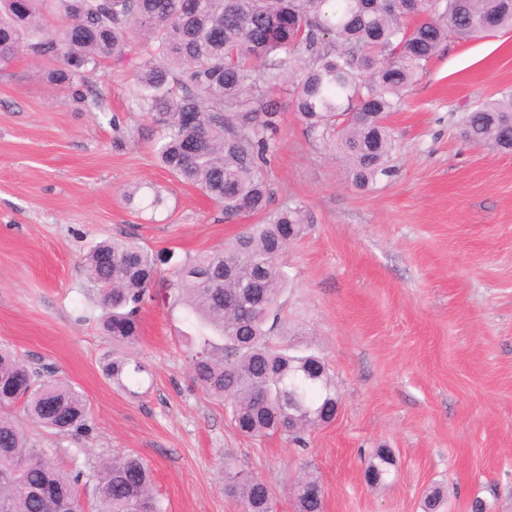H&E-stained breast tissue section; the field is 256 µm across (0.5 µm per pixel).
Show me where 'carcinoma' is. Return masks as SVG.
Instances as JSON below:
<instances>
[{
	"mask_svg": "<svg viewBox=\"0 0 512 512\" xmlns=\"http://www.w3.org/2000/svg\"><path fill=\"white\" fill-rule=\"evenodd\" d=\"M486 23L512 29V0H0V63L38 58L50 82L80 98L88 73L136 55L141 136L159 162L199 188L224 220L263 215L230 245L178 267L166 288L172 306L211 331L188 338L195 385L230 409L239 433H280L303 446L308 432L334 419L337 398L322 356L273 343L288 288L279 257L314 216L300 205L268 210L265 171L283 112L262 87L291 80L298 118L342 154L357 186L368 187L390 174L395 139L386 120L416 76L442 44L482 34ZM462 135L512 151V93L478 105ZM104 251L110 267L98 260ZM83 266L117 348L106 375L133 395L147 367L119 349L137 336L156 262L136 243L103 240ZM19 402L28 420L57 434L92 430L80 392L45 380L1 344L0 512H78L82 485L98 512H164L141 457L127 452L64 470L30 445L10 412ZM48 402L59 414L45 412ZM394 466L391 452L377 449L368 480L383 481ZM229 491L246 512H273V490L258 478L236 479ZM291 491L294 512H323L319 477L303 472ZM444 504L435 487L424 512Z\"/></svg>",
	"mask_w": 512,
	"mask_h": 512,
	"instance_id": "cac0c4a2",
	"label": "carcinoma"
}]
</instances>
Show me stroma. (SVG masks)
<instances>
[{
	"label": "stroma",
	"instance_id": "1",
	"mask_svg": "<svg viewBox=\"0 0 512 512\" xmlns=\"http://www.w3.org/2000/svg\"><path fill=\"white\" fill-rule=\"evenodd\" d=\"M23 55L0 64V342L81 392L90 437L28 426L63 469L126 451L151 467L165 512H242L218 455L277 494L298 473L321 481L324 512H422L443 485L446 512H512V153L461 136L469 112L512 91V31L443 44L387 119L391 174L354 185L296 116L290 84L273 90L283 121L266 172L271 208L303 205L315 222L281 262L279 342L323 355L335 418L300 449L280 435H240L190 376L184 341L198 328L156 287L129 354L145 362L138 395L103 371L112 339L82 268L106 238H131L160 274L222 249L256 215L225 222L197 187L177 182L138 134L135 66L90 74L93 103ZM160 191L164 206L148 202ZM80 449L72 459L70 449ZM390 449L388 482L365 478Z\"/></svg>",
	"mask_w": 512,
	"mask_h": 512
}]
</instances>
